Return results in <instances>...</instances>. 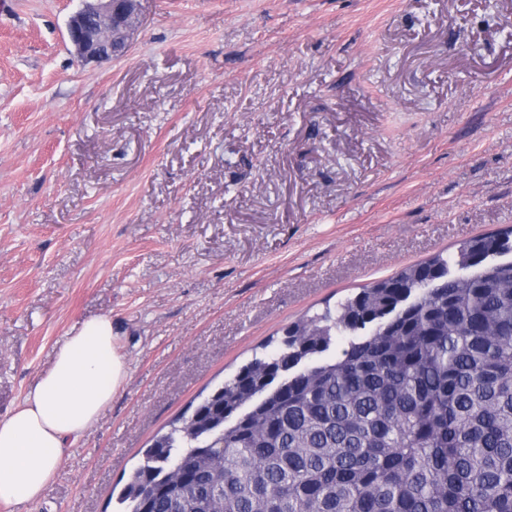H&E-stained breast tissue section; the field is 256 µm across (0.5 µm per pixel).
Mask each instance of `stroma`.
I'll return each instance as SVG.
<instances>
[{
  "label": "stroma",
  "instance_id": "stroma-1",
  "mask_svg": "<svg viewBox=\"0 0 512 512\" xmlns=\"http://www.w3.org/2000/svg\"><path fill=\"white\" fill-rule=\"evenodd\" d=\"M79 6L0 12V417L90 317L128 378L0 512H114L288 323L512 225V0H141L85 67Z\"/></svg>",
  "mask_w": 512,
  "mask_h": 512
}]
</instances>
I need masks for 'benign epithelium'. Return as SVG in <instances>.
I'll list each match as a JSON object with an SVG mask.
<instances>
[{"mask_svg": "<svg viewBox=\"0 0 512 512\" xmlns=\"http://www.w3.org/2000/svg\"><path fill=\"white\" fill-rule=\"evenodd\" d=\"M83 6L67 24V33L78 62L100 63L117 56L129 44L135 25L119 19L117 5L138 8L139 0H82Z\"/></svg>", "mask_w": 512, "mask_h": 512, "instance_id": "7a95c632", "label": "benign epithelium"}]
</instances>
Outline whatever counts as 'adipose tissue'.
<instances>
[{
	"instance_id": "1",
	"label": "adipose tissue",
	"mask_w": 512,
	"mask_h": 512,
	"mask_svg": "<svg viewBox=\"0 0 512 512\" xmlns=\"http://www.w3.org/2000/svg\"><path fill=\"white\" fill-rule=\"evenodd\" d=\"M127 376L109 316L73 330L23 401L0 418V502L39 500L66 450L98 422Z\"/></svg>"
}]
</instances>
